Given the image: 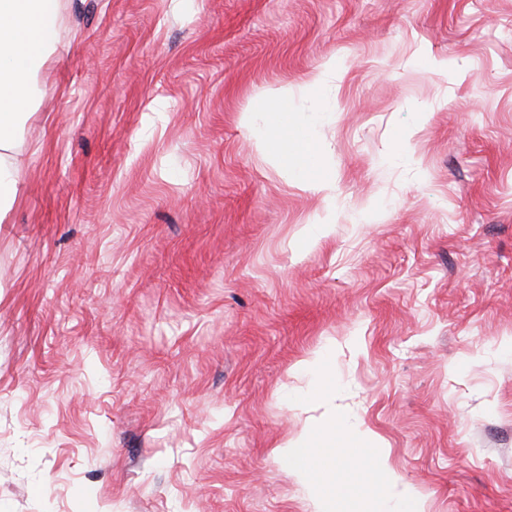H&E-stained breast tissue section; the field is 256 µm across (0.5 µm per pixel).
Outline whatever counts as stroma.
<instances>
[{
    "mask_svg": "<svg viewBox=\"0 0 512 512\" xmlns=\"http://www.w3.org/2000/svg\"><path fill=\"white\" fill-rule=\"evenodd\" d=\"M58 31L0 224V512H315L283 451L337 413L425 512H512V0H60ZM274 106L332 192L261 148ZM328 346L335 395L290 402ZM293 136L299 141L302 151L293 167L300 182L317 190L325 191L331 188L335 181V171L320 164L315 152V131L310 123H301L291 130ZM316 171V176L313 174Z\"/></svg>",
    "mask_w": 512,
    "mask_h": 512,
    "instance_id": "stroma-1",
    "label": "stroma"
}]
</instances>
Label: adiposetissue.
<instances>
[{
	"instance_id": "obj_1",
	"label": "adipose tissue",
	"mask_w": 512,
	"mask_h": 512,
	"mask_svg": "<svg viewBox=\"0 0 512 512\" xmlns=\"http://www.w3.org/2000/svg\"><path fill=\"white\" fill-rule=\"evenodd\" d=\"M59 0H0V223L12 210L22 183L17 129L36 111L34 79L57 49ZM302 151L293 167L300 182L325 191L334 171L321 166L315 131L302 123L292 130ZM361 458L370 476L359 481L369 512H424L421 495L387 466L368 432L335 415L322 428L285 451L288 471L306 483L317 512H331L342 482V458Z\"/></svg>"
}]
</instances>
